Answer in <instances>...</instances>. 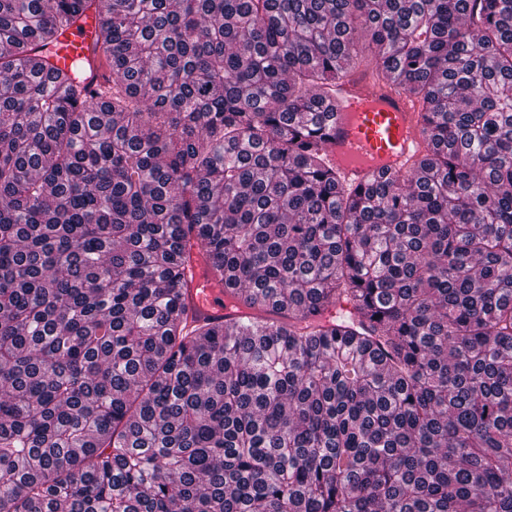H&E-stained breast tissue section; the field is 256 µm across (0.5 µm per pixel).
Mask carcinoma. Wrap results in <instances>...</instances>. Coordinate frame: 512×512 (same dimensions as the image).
<instances>
[{
  "instance_id": "carcinoma-1",
  "label": "carcinoma",
  "mask_w": 512,
  "mask_h": 512,
  "mask_svg": "<svg viewBox=\"0 0 512 512\" xmlns=\"http://www.w3.org/2000/svg\"><path fill=\"white\" fill-rule=\"evenodd\" d=\"M362 48L428 148L353 186ZM0 512H512V0H0ZM102 22L91 12L65 28L58 45L51 48L48 56L49 68L68 71L77 61L86 62L83 81L90 92H97L106 85L111 72L106 60L97 51V44L103 39ZM185 288H182V299L187 309L188 326L198 321L224 323L231 321L248 311L235 305L224 281L215 277L209 263L200 250L195 238L188 239L185 250Z\"/></svg>"
}]
</instances>
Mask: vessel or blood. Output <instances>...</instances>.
<instances>
[{"instance_id": "b4317fda", "label": "vessel or blood", "mask_w": 512, "mask_h": 512, "mask_svg": "<svg viewBox=\"0 0 512 512\" xmlns=\"http://www.w3.org/2000/svg\"><path fill=\"white\" fill-rule=\"evenodd\" d=\"M103 36L101 20L86 14L61 32L48 56L49 67L67 70L83 62L89 91L104 88L110 69L97 50ZM335 102L324 149L345 183L359 184L383 172H405L423 150L416 100L398 85L379 79L371 68L359 66L337 86ZM185 258L182 298L188 324L238 318L232 297L213 275L196 239H189Z\"/></svg>"}]
</instances>
